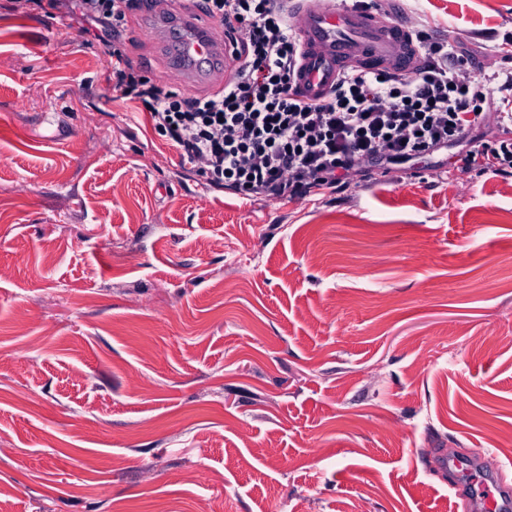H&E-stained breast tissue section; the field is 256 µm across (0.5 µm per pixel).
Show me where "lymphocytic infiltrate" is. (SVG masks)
<instances>
[{"label": "lymphocytic infiltrate", "mask_w": 512, "mask_h": 512, "mask_svg": "<svg viewBox=\"0 0 512 512\" xmlns=\"http://www.w3.org/2000/svg\"><path fill=\"white\" fill-rule=\"evenodd\" d=\"M52 5L93 23L110 59L113 99L140 105L181 165L246 201L336 189L372 164L447 146L489 112L512 121V78L494 100L489 81L474 78L471 55L422 25L410 28L419 56L412 74L349 68L310 100L295 85L301 45L288 0H204L215 23L234 32L238 65L217 92L184 95L130 70L124 45L137 0Z\"/></svg>", "instance_id": "1"}]
</instances>
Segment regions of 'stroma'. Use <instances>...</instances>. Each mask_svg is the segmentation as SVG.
Here are the masks:
<instances>
[{
  "label": "stroma",
  "instance_id": "obj_1",
  "mask_svg": "<svg viewBox=\"0 0 512 512\" xmlns=\"http://www.w3.org/2000/svg\"><path fill=\"white\" fill-rule=\"evenodd\" d=\"M512 73V0H374ZM137 9L135 72L186 92ZM47 0H0V512H471L512 486V173L206 187ZM474 488V498L482 511L497 512L503 509L504 504L499 503L497 496L500 498H509L511 491L503 486L495 485L493 488L489 486H480Z\"/></svg>",
  "mask_w": 512,
  "mask_h": 512
}]
</instances>
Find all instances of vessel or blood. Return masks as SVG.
I'll return each mask as SVG.
<instances>
[{
	"instance_id": "obj_1",
	"label": "vessel or blood",
	"mask_w": 512,
	"mask_h": 512,
	"mask_svg": "<svg viewBox=\"0 0 512 512\" xmlns=\"http://www.w3.org/2000/svg\"><path fill=\"white\" fill-rule=\"evenodd\" d=\"M295 22L302 46L297 74L300 89L312 99L325 95L340 72L350 67L412 72L418 54L408 29L391 16L356 6L341 8L330 0H298ZM152 26L163 38L165 61L192 85L222 77L214 60L226 55L231 36L216 37L215 22L203 12L166 7L154 13ZM512 490L480 486L474 493L481 512H500Z\"/></svg>"
}]
</instances>
